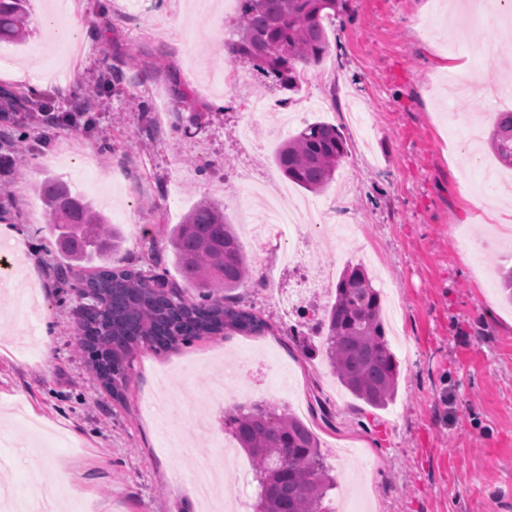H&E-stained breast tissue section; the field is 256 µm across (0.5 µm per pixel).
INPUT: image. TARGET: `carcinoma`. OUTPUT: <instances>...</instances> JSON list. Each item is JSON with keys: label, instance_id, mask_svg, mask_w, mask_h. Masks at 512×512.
Returning a JSON list of instances; mask_svg holds the SVG:
<instances>
[{"label": "carcinoma", "instance_id": "obj_1", "mask_svg": "<svg viewBox=\"0 0 512 512\" xmlns=\"http://www.w3.org/2000/svg\"><path fill=\"white\" fill-rule=\"evenodd\" d=\"M236 58L253 63L281 88L297 92L304 69L329 52L323 19L336 15L343 0H240ZM27 0H0V41L27 35ZM29 112L27 96L0 85V121L18 125ZM499 163L512 167V111L500 112L489 132ZM347 154L336 126L307 125L288 137L274 154L282 174L299 187L324 190ZM48 228L73 268L94 258L100 265L83 273L79 326L91 333L81 343L95 373L112 393L127 381L123 361L133 350H169L183 341L226 330L261 335L269 329L256 313L232 301L231 292L249 274L242 243L215 203L202 201L166 231L183 280L200 290L203 301L183 295L174 284L156 290L161 274L110 265L121 250L120 229L84 196L55 178L42 185ZM321 346L340 384L374 409L395 398L399 363L386 336L381 291L360 265L347 267L335 298L320 321ZM239 448L256 463L254 512H333L326 504L334 488L319 441L289 409L273 404L237 406L225 417Z\"/></svg>", "mask_w": 512, "mask_h": 512}]
</instances>
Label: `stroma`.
Listing matches in <instances>:
<instances>
[{
	"mask_svg": "<svg viewBox=\"0 0 512 512\" xmlns=\"http://www.w3.org/2000/svg\"><path fill=\"white\" fill-rule=\"evenodd\" d=\"M74 42L57 53L46 24L51 0H29V35L0 64V83L36 103L70 111L88 86L103 89L89 128L24 121L26 150L0 152V225L23 245L18 268L34 270L41 314L0 291V424L11 433L0 455V486L60 499L70 473L79 493L70 512H199L185 449L213 456L232 442L224 412L236 404L288 406L320 442L336 487L331 500L360 512H512V305L501 299L498 267L512 266L502 222L473 221L471 155L486 158L485 195L512 201V169L488 146L472 149L466 129L487 130L512 100L449 96V0H345L324 20L330 50L288 94L249 61L225 82V53L236 40L232 0H72ZM122 81L113 85V67ZM195 92L187 109L179 90ZM311 98L293 123L335 125L347 154L335 181L311 193L273 163L284 140L277 112L250 118L258 98L275 105ZM252 143L240 144L243 121ZM65 181L107 209L124 246L116 267L157 271L181 283L167 226L211 201L236 225L252 273L232 294L270 326L156 353L135 351L128 383L112 394L79 343L81 300L56 277L67 266L46 227L39 190ZM287 186L321 206L330 224L350 225L353 241L309 233L311 257L330 272L319 294L328 306L347 266L362 265L398 321L386 334L400 365L396 398L372 409L344 390L321 352L316 312L288 314L277 293L294 274L275 245L248 234V184ZM185 449H178V442ZM224 470L218 501L253 512L252 460Z\"/></svg>",
	"mask_w": 512,
	"mask_h": 512,
	"instance_id": "obj_1",
	"label": "stroma"
}]
</instances>
